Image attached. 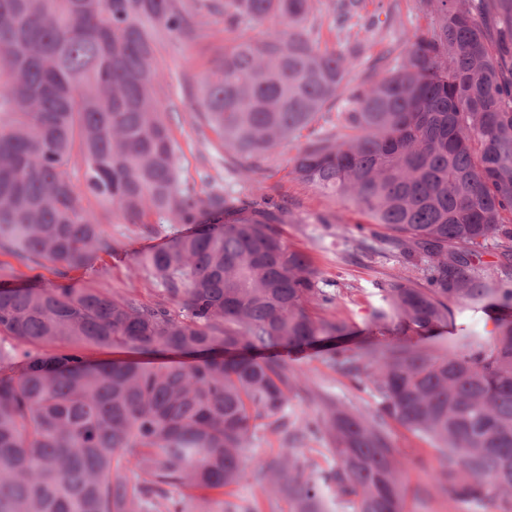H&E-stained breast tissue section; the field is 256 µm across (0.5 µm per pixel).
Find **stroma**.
Wrapping results in <instances>:
<instances>
[{"label":"stroma","instance_id":"stroma-1","mask_svg":"<svg viewBox=\"0 0 512 512\" xmlns=\"http://www.w3.org/2000/svg\"><path fill=\"white\" fill-rule=\"evenodd\" d=\"M366 10L376 23L366 48L371 55L393 41L401 27L412 24L427 32L437 23L435 14L420 7L419 0H366ZM223 47V16L204 14L197 17L192 31L176 42L163 43L157 52L167 108L179 115L178 121L171 124L179 146V163L184 176L191 180L204 168L226 178L224 150L212 134L206 133L195 97L200 81ZM296 152V144L280 146L255 178L267 196L288 203L280 226L284 241L311 256L320 272V288L337 295L339 311L359 334H368L371 313L381 303L382 286L405 273L419 282L423 274L416 269L406 270L401 253L389 244L383 229L370 224L335 195L294 178L290 169ZM88 206L96 213L103 233L111 238L114 251L99 254L88 265L71 270V280L147 305L161 301L160 288L136 272L135 267L143 254L168 245L173 237L185 232V225H160L150 214L145 222L157 224L158 230L148 236L139 225L125 221L97 200H89ZM285 361L289 368L306 376L311 388L310 394L296 396L292 401L291 412L297 421L307 422L322 411L323 405L316 398L320 392L347 405L372 407L368 392L332 369L327 351L291 353ZM393 438L408 459L403 478L405 512H471L469 504L454 499L447 488L438 486L444 463L430 442L400 428L394 429ZM171 495L183 499L186 512H228L233 504L245 510L254 508L255 512H288L287 500L272 498L266 483L250 477L221 494L196 491L187 497L175 489Z\"/></svg>","mask_w":512,"mask_h":512}]
</instances>
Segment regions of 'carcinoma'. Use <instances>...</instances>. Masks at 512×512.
Wrapping results in <instances>:
<instances>
[{"mask_svg": "<svg viewBox=\"0 0 512 512\" xmlns=\"http://www.w3.org/2000/svg\"><path fill=\"white\" fill-rule=\"evenodd\" d=\"M422 2L438 18L431 35L404 29L401 49L349 90L361 42L321 48L312 0H0V253L55 274L0 287V512H184L167 488L222 492L250 466L289 512H403L394 425L435 444L454 498L512 512V320L490 336L456 323L460 307L512 302L480 268L492 238L499 266L512 264V0H493L495 43L463 0ZM363 5L330 0L340 30ZM203 12L231 34L198 112L233 175L300 143L290 174L369 215L423 273L386 284L379 336L357 352L344 347L354 327L321 315L337 296L282 238L284 205L256 182L234 200L207 171L206 191L181 174L155 52ZM90 197L132 224L224 223L143 257L166 297L145 305L69 278L112 252ZM441 325V353L407 340ZM88 346L134 358L91 361ZM317 346L376 404L319 396L328 456L292 446L288 407L309 388L278 355ZM265 426L289 443L271 464L247 458Z\"/></svg>", "mask_w": 512, "mask_h": 512, "instance_id": "cac0c4a2", "label": "carcinoma"}]
</instances>
